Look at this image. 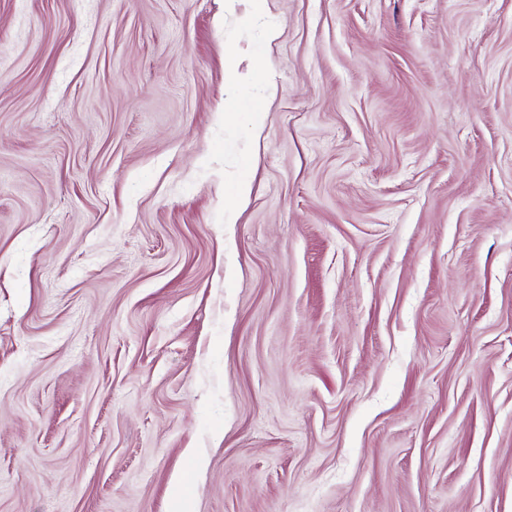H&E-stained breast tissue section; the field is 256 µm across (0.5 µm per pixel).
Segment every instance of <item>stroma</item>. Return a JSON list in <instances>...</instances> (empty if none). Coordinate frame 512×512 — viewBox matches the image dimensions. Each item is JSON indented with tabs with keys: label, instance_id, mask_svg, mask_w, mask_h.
Returning <instances> with one entry per match:
<instances>
[{
	"label": "stroma",
	"instance_id": "obj_1",
	"mask_svg": "<svg viewBox=\"0 0 512 512\" xmlns=\"http://www.w3.org/2000/svg\"><path fill=\"white\" fill-rule=\"evenodd\" d=\"M0 512H512V0H0Z\"/></svg>",
	"mask_w": 512,
	"mask_h": 512
}]
</instances>
